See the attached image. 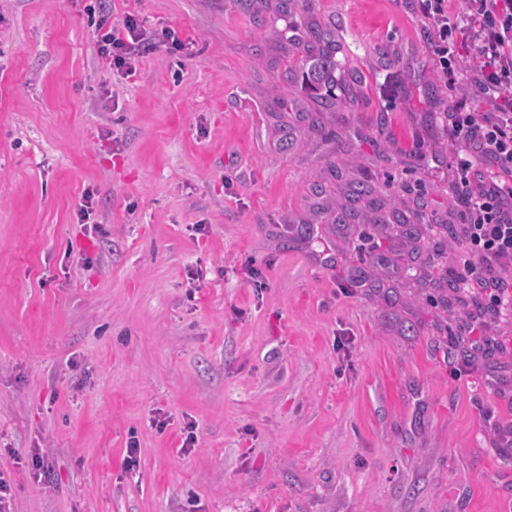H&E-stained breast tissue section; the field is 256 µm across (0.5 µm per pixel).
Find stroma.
I'll use <instances>...</instances> for the list:
<instances>
[{
  "instance_id": "stroma-1",
  "label": "stroma",
  "mask_w": 512,
  "mask_h": 512,
  "mask_svg": "<svg viewBox=\"0 0 512 512\" xmlns=\"http://www.w3.org/2000/svg\"><path fill=\"white\" fill-rule=\"evenodd\" d=\"M84 6L0 0L11 512H512V313L484 328L493 353L449 359L467 248L444 114L467 88L438 73L416 0H107L189 45L131 80ZM290 21L330 28L337 75L362 77L326 138L284 74ZM363 183L379 208L337 223ZM419 200L418 239L377 223Z\"/></svg>"
}]
</instances>
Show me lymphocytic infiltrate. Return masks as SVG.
<instances>
[{
    "label": "lymphocytic infiltrate",
    "instance_id": "obj_1",
    "mask_svg": "<svg viewBox=\"0 0 512 512\" xmlns=\"http://www.w3.org/2000/svg\"><path fill=\"white\" fill-rule=\"evenodd\" d=\"M417 9L442 77L466 82L487 105L477 112L460 99L447 114L457 227L469 252L453 279L463 289L491 283L493 306L511 310L503 278L484 272L490 261L512 265V0H464L459 10L453 0H417ZM86 12L110 69L133 77L149 47L142 24L131 15L111 21L100 0Z\"/></svg>",
    "mask_w": 512,
    "mask_h": 512
}]
</instances>
